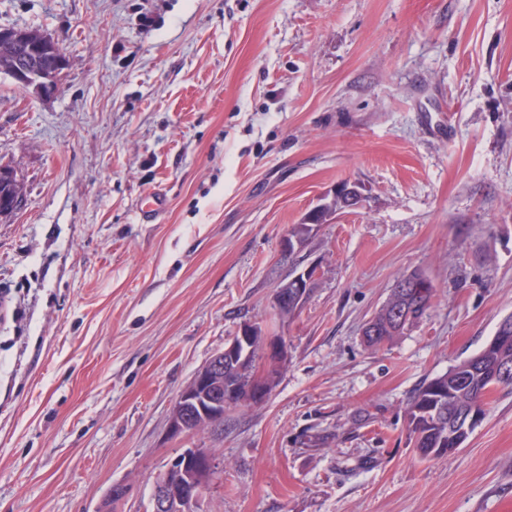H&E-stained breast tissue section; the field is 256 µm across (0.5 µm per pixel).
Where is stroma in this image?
<instances>
[{"label": "stroma", "mask_w": 512, "mask_h": 512, "mask_svg": "<svg viewBox=\"0 0 512 512\" xmlns=\"http://www.w3.org/2000/svg\"><path fill=\"white\" fill-rule=\"evenodd\" d=\"M58 41L41 97L0 74V512H149L187 448L196 512H512V389L420 459L414 392L512 315V0H0ZM344 181L369 197L280 242ZM166 212L138 221L145 194ZM316 266L280 320L277 285ZM419 271L430 311L362 328ZM281 334L261 403L174 436L180 391L240 324ZM216 471L207 448H187L153 481L151 512H191L206 490L204 479Z\"/></svg>", "instance_id": "obj_1"}]
</instances>
